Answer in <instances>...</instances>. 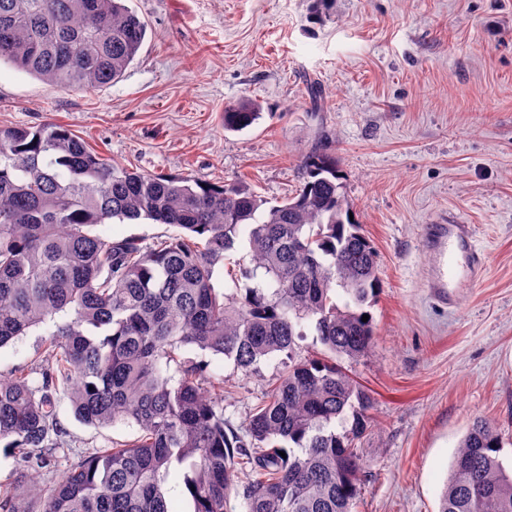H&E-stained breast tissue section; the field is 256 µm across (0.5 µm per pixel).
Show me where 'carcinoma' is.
<instances>
[{
	"instance_id": "carcinoma-1",
	"label": "carcinoma",
	"mask_w": 512,
	"mask_h": 512,
	"mask_svg": "<svg viewBox=\"0 0 512 512\" xmlns=\"http://www.w3.org/2000/svg\"><path fill=\"white\" fill-rule=\"evenodd\" d=\"M147 33L125 0H0V64L62 89L118 81ZM260 115L243 98L224 107V129ZM350 210L320 151L302 162L295 195L269 207L241 181L190 185L108 162L57 123L0 127V347L55 326L37 383L0 374V442L38 512H175L163 486L178 479L193 512H231L233 498L245 512H352L373 401L345 364L372 348L362 317L380 277ZM113 219L179 232L152 244L92 233ZM241 243L253 266L228 272L221 291L216 268ZM309 329L323 350L305 355ZM196 351L244 374L280 356L284 370L235 425L224 378ZM61 390L83 423L138 435L74 456ZM499 448L496 428L474 421L439 512H512ZM0 512H24L14 491L0 490Z\"/></svg>"
}]
</instances>
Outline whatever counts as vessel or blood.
Here are the masks:
<instances>
[{
    "instance_id": "vessel-or-blood-1",
    "label": "vessel or blood",
    "mask_w": 512,
    "mask_h": 512,
    "mask_svg": "<svg viewBox=\"0 0 512 512\" xmlns=\"http://www.w3.org/2000/svg\"><path fill=\"white\" fill-rule=\"evenodd\" d=\"M473 238V225L460 220L424 227L422 247L432 258L426 288L440 306L455 307L460 293L483 276L484 259Z\"/></svg>"
}]
</instances>
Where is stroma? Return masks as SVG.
<instances>
[{
	"label": "stroma",
	"instance_id": "stroma-1",
	"mask_svg": "<svg viewBox=\"0 0 512 512\" xmlns=\"http://www.w3.org/2000/svg\"><path fill=\"white\" fill-rule=\"evenodd\" d=\"M149 25L118 82L65 90L0 65V126L52 121L103 158L220 185L246 181L269 204L295 194L315 148L336 158L346 196L379 256L369 355L352 377L374 398L362 446L372 472L353 512H437L454 454L481 417L512 469V0H128ZM259 119L224 128V107ZM472 224L485 257L455 309L424 282V225ZM50 326L0 348V372L31 369ZM224 413L241 423L282 370L234 371ZM58 418L73 453L137 428ZM261 115L260 105L249 98L224 107V128L230 131H241L250 127Z\"/></svg>",
	"mask_w": 512,
	"mask_h": 512
}]
</instances>
